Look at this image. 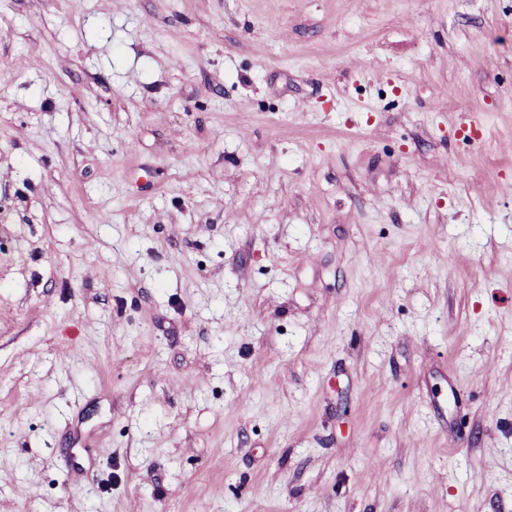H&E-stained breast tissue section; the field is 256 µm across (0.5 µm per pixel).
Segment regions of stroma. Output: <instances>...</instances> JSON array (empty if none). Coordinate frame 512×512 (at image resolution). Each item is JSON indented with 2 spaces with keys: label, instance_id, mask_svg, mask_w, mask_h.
I'll list each match as a JSON object with an SVG mask.
<instances>
[{
  "label": "stroma",
  "instance_id": "obj_1",
  "mask_svg": "<svg viewBox=\"0 0 512 512\" xmlns=\"http://www.w3.org/2000/svg\"><path fill=\"white\" fill-rule=\"evenodd\" d=\"M0 512H512V0H0Z\"/></svg>",
  "mask_w": 512,
  "mask_h": 512
}]
</instances>
